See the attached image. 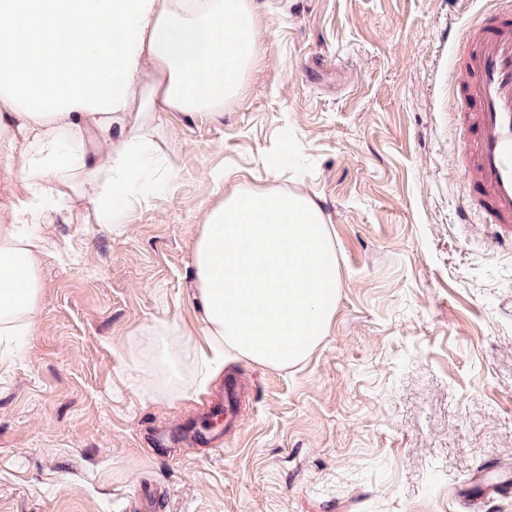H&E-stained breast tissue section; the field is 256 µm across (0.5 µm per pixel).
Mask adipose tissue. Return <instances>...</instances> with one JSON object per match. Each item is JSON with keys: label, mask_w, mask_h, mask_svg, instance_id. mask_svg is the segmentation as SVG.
<instances>
[{"label": "adipose tissue", "mask_w": 512, "mask_h": 512, "mask_svg": "<svg viewBox=\"0 0 512 512\" xmlns=\"http://www.w3.org/2000/svg\"><path fill=\"white\" fill-rule=\"evenodd\" d=\"M256 53L254 0H0V167L19 185L0 221V335L22 347L42 288L44 224L82 182L91 216L118 224L169 175L147 158L159 112L222 114ZM142 115L132 125V110ZM123 139L91 158L88 132ZM336 252L320 208L284 191H225L203 214L191 293L202 345L177 321L144 334L166 396L191 360L204 386L231 354L274 369L305 359L336 310Z\"/></svg>", "instance_id": "1"}]
</instances>
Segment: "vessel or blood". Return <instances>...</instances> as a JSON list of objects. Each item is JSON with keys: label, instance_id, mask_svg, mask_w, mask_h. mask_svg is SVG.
Segmentation results:
<instances>
[{"label": "vessel or blood", "instance_id": "1", "mask_svg": "<svg viewBox=\"0 0 512 512\" xmlns=\"http://www.w3.org/2000/svg\"><path fill=\"white\" fill-rule=\"evenodd\" d=\"M454 58L458 76L448 91L460 122L456 163L476 175L459 218L495 225L512 240V9L465 28Z\"/></svg>", "mask_w": 512, "mask_h": 512}]
</instances>
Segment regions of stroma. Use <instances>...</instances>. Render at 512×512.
<instances>
[{"instance_id":"stroma-1","label":"stroma","mask_w":512,"mask_h":512,"mask_svg":"<svg viewBox=\"0 0 512 512\" xmlns=\"http://www.w3.org/2000/svg\"><path fill=\"white\" fill-rule=\"evenodd\" d=\"M502 0H254L258 55L222 116L158 113L169 191L124 223L77 187L24 347L0 368V512H512L454 498L512 485V246L461 223L448 119L450 41ZM280 165H270L273 155ZM308 196L336 251V311L302 362H231L206 390L150 399L131 353L158 320L200 341L189 293L210 178ZM240 390L223 446L152 444Z\"/></svg>"}]
</instances>
